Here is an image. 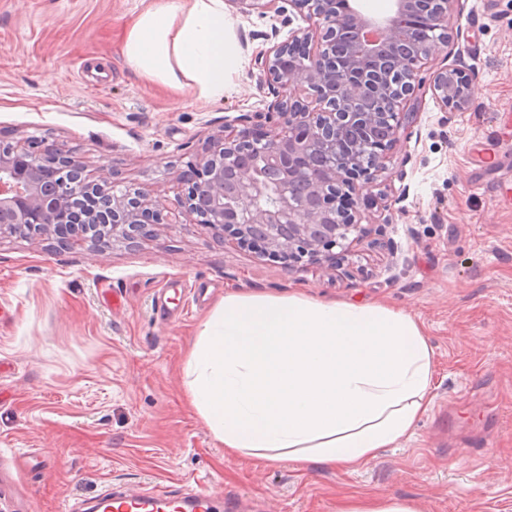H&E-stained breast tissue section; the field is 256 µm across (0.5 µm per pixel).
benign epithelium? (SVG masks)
Returning <instances> with one entry per match:
<instances>
[{
	"label": "benign epithelium",
	"instance_id": "obj_1",
	"mask_svg": "<svg viewBox=\"0 0 512 512\" xmlns=\"http://www.w3.org/2000/svg\"><path fill=\"white\" fill-rule=\"evenodd\" d=\"M242 14L280 13L279 0H228ZM308 26L255 54L275 100L266 112L224 124L179 173L184 216L224 241L284 267L333 269V249L365 233L363 185L387 154L422 87V69L448 46L457 0H393L369 16L354 0H288ZM445 112H463L472 78L457 64L430 72ZM243 129H235V125ZM166 201L111 177H92L53 144L0 138V238L49 237L62 245L134 242L163 219Z\"/></svg>",
	"mask_w": 512,
	"mask_h": 512
}]
</instances>
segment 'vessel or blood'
Wrapping results in <instances>:
<instances>
[{"label":"vessel or blood","mask_w":512,"mask_h":512,"mask_svg":"<svg viewBox=\"0 0 512 512\" xmlns=\"http://www.w3.org/2000/svg\"><path fill=\"white\" fill-rule=\"evenodd\" d=\"M214 509L212 492L200 486L175 494L112 488L97 500L90 512H214Z\"/></svg>","instance_id":"vessel-or-blood-1"}]
</instances>
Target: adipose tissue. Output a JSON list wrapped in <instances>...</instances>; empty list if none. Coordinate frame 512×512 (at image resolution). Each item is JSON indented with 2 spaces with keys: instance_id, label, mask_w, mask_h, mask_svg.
<instances>
[{
  "instance_id": "1",
  "label": "adipose tissue",
  "mask_w": 512,
  "mask_h": 512,
  "mask_svg": "<svg viewBox=\"0 0 512 512\" xmlns=\"http://www.w3.org/2000/svg\"><path fill=\"white\" fill-rule=\"evenodd\" d=\"M121 52L139 76L204 98L241 67L224 0H142ZM188 393L228 455L354 470L413 435L430 405L434 350L383 304L226 293L186 365Z\"/></svg>"
}]
</instances>
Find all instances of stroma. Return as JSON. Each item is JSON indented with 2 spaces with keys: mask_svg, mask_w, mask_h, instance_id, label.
<instances>
[{
  "mask_svg": "<svg viewBox=\"0 0 512 512\" xmlns=\"http://www.w3.org/2000/svg\"><path fill=\"white\" fill-rule=\"evenodd\" d=\"M141 0H0V134L70 151L94 176L175 201L179 172L225 120L264 112L255 53L305 27L235 21L242 67L222 99L136 75L119 36ZM450 45L473 80L464 112L421 90L387 171L332 273L281 267L171 212L151 238L58 246L0 239V512H63L108 484H201L243 512H336L399 499L421 512H512V0H460ZM392 242L388 254L383 242ZM229 290L302 293L410 312L435 352L412 438L356 471L225 455L191 406L184 366ZM163 296L156 308L154 296Z\"/></svg>",
  "mask_w": 512,
  "mask_h": 512,
  "instance_id": "35a3bbf8",
  "label": "stroma"
}]
</instances>
